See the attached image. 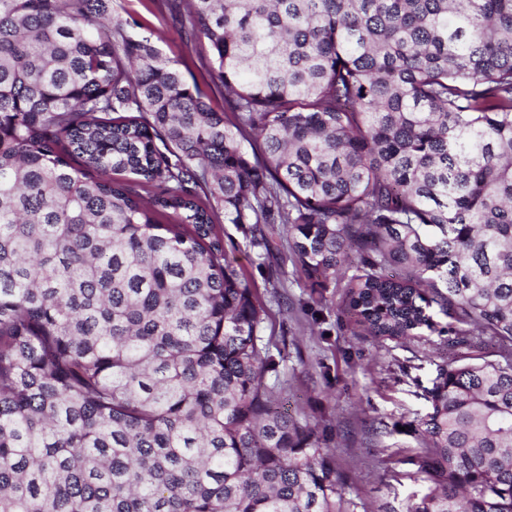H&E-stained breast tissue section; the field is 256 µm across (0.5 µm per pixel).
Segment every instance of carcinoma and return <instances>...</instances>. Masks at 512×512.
Wrapping results in <instances>:
<instances>
[{"instance_id":"carcinoma-1","label":"carcinoma","mask_w":512,"mask_h":512,"mask_svg":"<svg viewBox=\"0 0 512 512\" xmlns=\"http://www.w3.org/2000/svg\"><path fill=\"white\" fill-rule=\"evenodd\" d=\"M159 4L224 111L112 0H0V512H357L223 224L369 336L437 306L408 512H512V0Z\"/></svg>"}]
</instances>
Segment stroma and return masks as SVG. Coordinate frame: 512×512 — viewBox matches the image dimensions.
<instances>
[{"label": "stroma", "mask_w": 512, "mask_h": 512, "mask_svg": "<svg viewBox=\"0 0 512 512\" xmlns=\"http://www.w3.org/2000/svg\"><path fill=\"white\" fill-rule=\"evenodd\" d=\"M112 13L143 21L140 35L153 36L188 80L209 91L212 107L223 110L224 99L212 91L198 47L155 0H112ZM222 234L230 259L265 306L263 342L281 356L278 373L267 377L278 401L328 437L357 512H405L409 501L428 491L418 471L427 450L414 428L428 410L424 389L448 357L439 334L447 317L432 307L433 326L420 329L418 340L400 345L376 340L341 317L344 279L326 289L323 304L313 303L295 275L282 225H275L277 248L263 262L237 225H223ZM319 308L326 313L321 320L315 317Z\"/></svg>", "instance_id": "obj_1"}]
</instances>
